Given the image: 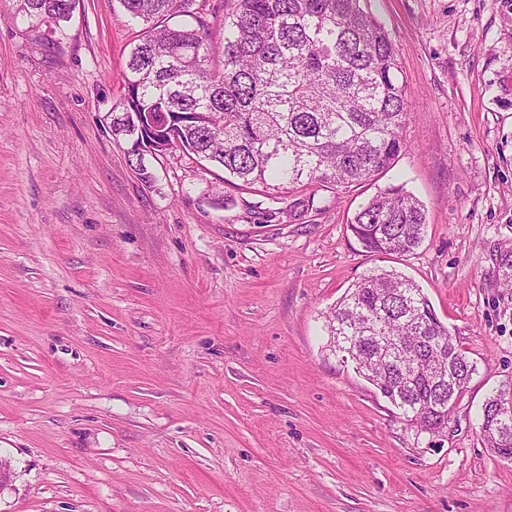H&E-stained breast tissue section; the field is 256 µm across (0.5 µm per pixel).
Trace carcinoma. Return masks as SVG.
<instances>
[{"instance_id":"cac0c4a2","label":"carcinoma","mask_w":512,"mask_h":512,"mask_svg":"<svg viewBox=\"0 0 512 512\" xmlns=\"http://www.w3.org/2000/svg\"><path fill=\"white\" fill-rule=\"evenodd\" d=\"M72 0H13L33 24L69 19ZM142 23L123 72L127 101L112 113L125 134L128 112L173 117L154 154L179 145L240 186L274 197L320 184L347 188L388 170L407 144L410 116L392 41L367 0H218L222 33L197 0H119ZM350 231L369 253L412 254L426 235L422 202L389 186L355 213ZM512 288V251L495 258ZM329 350L402 411L416 435L439 434L475 371L422 291L377 269L326 315ZM492 405L479 434L500 456Z\"/></svg>"}]
</instances>
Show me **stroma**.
<instances>
[{"label": "stroma", "mask_w": 512, "mask_h": 512, "mask_svg": "<svg viewBox=\"0 0 512 512\" xmlns=\"http://www.w3.org/2000/svg\"><path fill=\"white\" fill-rule=\"evenodd\" d=\"M411 102L374 180L274 199L172 152L131 169L108 116L139 31L118 0L38 27L0 0V512H512L483 445L512 380V0H368ZM424 204L411 255L347 224ZM374 268L412 279L476 370L430 447L327 346ZM422 202L400 186H389L371 197L351 219L353 236L369 253L412 254L426 235ZM512 390L509 388L500 389L498 392V402L494 405L493 411L498 414L499 418H502L501 407H503L504 403L509 402L511 398ZM492 396V395H491ZM491 396L485 401L482 414L480 417L479 423V434L486 448H491V450L499 457L504 452V449L500 445V432L498 424L494 423L495 415L492 411V405L494 404L490 401Z\"/></svg>", "instance_id": "1"}]
</instances>
